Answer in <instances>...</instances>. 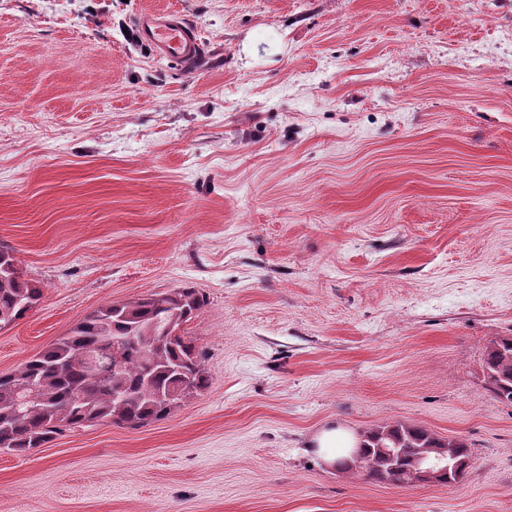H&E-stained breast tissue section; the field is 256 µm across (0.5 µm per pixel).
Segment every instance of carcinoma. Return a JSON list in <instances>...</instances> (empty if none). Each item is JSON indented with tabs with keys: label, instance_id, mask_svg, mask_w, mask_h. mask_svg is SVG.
Wrapping results in <instances>:
<instances>
[{
	"label": "carcinoma",
	"instance_id": "carcinoma-1",
	"mask_svg": "<svg viewBox=\"0 0 512 512\" xmlns=\"http://www.w3.org/2000/svg\"><path fill=\"white\" fill-rule=\"evenodd\" d=\"M41 299L42 288L0 250V329L25 318ZM204 306V295L191 287L103 305L20 369L1 375L0 451L39 448L66 427L99 422L136 428L167 418L209 383L205 356L184 329ZM114 336L126 338L117 358ZM482 371L493 396L512 404V336L489 340ZM28 383L40 401L20 409V389ZM360 448L367 461L360 472L383 483H401L415 459L445 448L471 459L466 440H446L404 422L374 426L363 433ZM384 448L398 455L391 460Z\"/></svg>",
	"mask_w": 512,
	"mask_h": 512
}]
</instances>
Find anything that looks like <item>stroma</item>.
Here are the masks:
<instances>
[{
	"label": "stroma",
	"mask_w": 512,
	"mask_h": 512,
	"mask_svg": "<svg viewBox=\"0 0 512 512\" xmlns=\"http://www.w3.org/2000/svg\"><path fill=\"white\" fill-rule=\"evenodd\" d=\"M197 27L195 71L144 11ZM0 248L43 290L10 374L101 305L192 287L209 386L0 452V512H512V0H0ZM462 437L453 485L311 439ZM482 371L493 396L512 404V336H497L489 340ZM360 438L352 432L331 427L321 431L313 440L312 448H317V454L328 465H338L341 470H352L347 461H336L348 454L351 448H356Z\"/></svg>",
	"instance_id": "obj_1"
}]
</instances>
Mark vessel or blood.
Wrapping results in <instances>:
<instances>
[{"mask_svg": "<svg viewBox=\"0 0 512 512\" xmlns=\"http://www.w3.org/2000/svg\"><path fill=\"white\" fill-rule=\"evenodd\" d=\"M142 40L152 45L158 55L195 66L203 55L196 27L172 12H146L137 19Z\"/></svg>", "mask_w": 512, "mask_h": 512, "instance_id": "obj_1", "label": "vessel or blood"}]
</instances>
